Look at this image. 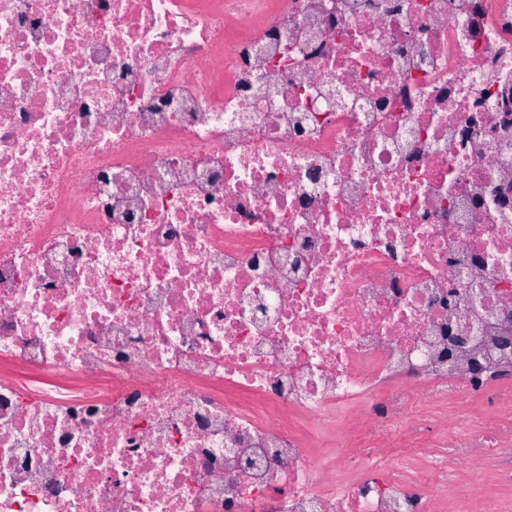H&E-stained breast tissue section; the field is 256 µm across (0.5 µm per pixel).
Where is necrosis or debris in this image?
I'll return each mask as SVG.
<instances>
[{"label":"necrosis or debris","instance_id":"obj_1","mask_svg":"<svg viewBox=\"0 0 512 512\" xmlns=\"http://www.w3.org/2000/svg\"><path fill=\"white\" fill-rule=\"evenodd\" d=\"M511 96L512 0H0V512H512Z\"/></svg>","mask_w":512,"mask_h":512}]
</instances>
